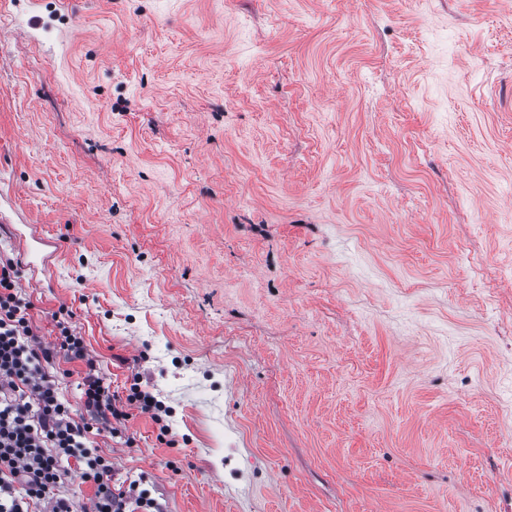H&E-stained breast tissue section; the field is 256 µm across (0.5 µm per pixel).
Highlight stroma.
I'll use <instances>...</instances> for the list:
<instances>
[{
  "instance_id": "1",
  "label": "stroma",
  "mask_w": 512,
  "mask_h": 512,
  "mask_svg": "<svg viewBox=\"0 0 512 512\" xmlns=\"http://www.w3.org/2000/svg\"><path fill=\"white\" fill-rule=\"evenodd\" d=\"M0 256L160 512H512V0H0Z\"/></svg>"
}]
</instances>
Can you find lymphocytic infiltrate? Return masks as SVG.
<instances>
[{"instance_id": "1", "label": "lymphocytic infiltrate", "mask_w": 512, "mask_h": 512, "mask_svg": "<svg viewBox=\"0 0 512 512\" xmlns=\"http://www.w3.org/2000/svg\"><path fill=\"white\" fill-rule=\"evenodd\" d=\"M17 274V262L0 260V512H28L33 502L47 512H76L73 499L58 492L69 461L95 487L92 512H127L135 491L113 490L112 465L90 446L89 435L99 424H123L125 404L144 413L160 404L138 389L124 398L112 394L67 321L56 324L55 346H43ZM59 350L86 364L80 384L85 417L75 418L59 400L57 380L46 368Z\"/></svg>"}]
</instances>
